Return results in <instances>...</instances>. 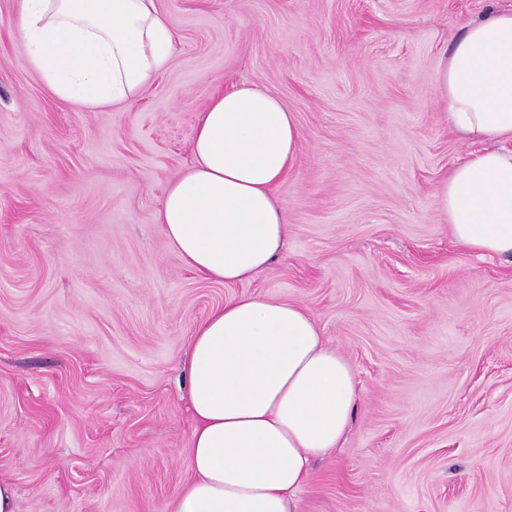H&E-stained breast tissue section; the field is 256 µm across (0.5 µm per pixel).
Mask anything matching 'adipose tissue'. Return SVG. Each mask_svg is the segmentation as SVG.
<instances>
[{
    "label": "adipose tissue",
    "instance_id": "obj_1",
    "mask_svg": "<svg viewBox=\"0 0 512 512\" xmlns=\"http://www.w3.org/2000/svg\"><path fill=\"white\" fill-rule=\"evenodd\" d=\"M17 34L27 67L94 111L140 98L175 42L157 0H18ZM436 91L449 128L481 145L439 182V220L463 249L512 258V9L463 23ZM301 139L266 87L211 97L192 162L156 216L185 267L232 285L282 254L288 224L274 191ZM188 381L192 477L165 512H298L314 462L339 447L361 402L350 363L309 310L260 294L232 297L198 324Z\"/></svg>",
    "mask_w": 512,
    "mask_h": 512
}]
</instances>
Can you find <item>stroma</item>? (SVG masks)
I'll return each instance as SVG.
<instances>
[{
    "mask_svg": "<svg viewBox=\"0 0 512 512\" xmlns=\"http://www.w3.org/2000/svg\"><path fill=\"white\" fill-rule=\"evenodd\" d=\"M493 6L512 0H158L169 69L98 112L25 66L0 0V480L20 512H164L192 476L190 340L234 294L305 305L362 392L303 512H512V262L459 247L433 206L477 149L438 65ZM244 81L303 139L283 254L227 286L156 215L197 113Z\"/></svg>",
    "mask_w": 512,
    "mask_h": 512,
    "instance_id": "stroma-1",
    "label": "stroma"
}]
</instances>
